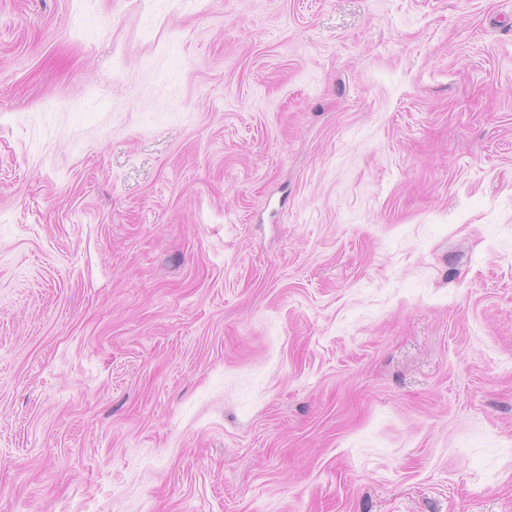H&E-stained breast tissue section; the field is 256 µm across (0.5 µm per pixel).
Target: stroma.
Returning <instances> with one entry per match:
<instances>
[{
  "instance_id": "stroma-1",
  "label": "stroma",
  "mask_w": 512,
  "mask_h": 512,
  "mask_svg": "<svg viewBox=\"0 0 512 512\" xmlns=\"http://www.w3.org/2000/svg\"><path fill=\"white\" fill-rule=\"evenodd\" d=\"M0 512H512V0H0Z\"/></svg>"
}]
</instances>
